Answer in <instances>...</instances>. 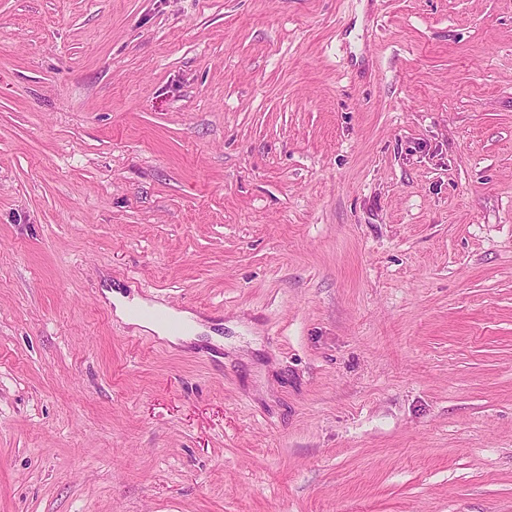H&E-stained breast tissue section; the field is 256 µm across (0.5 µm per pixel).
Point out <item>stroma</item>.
I'll use <instances>...</instances> for the list:
<instances>
[{"mask_svg":"<svg viewBox=\"0 0 512 512\" xmlns=\"http://www.w3.org/2000/svg\"><path fill=\"white\" fill-rule=\"evenodd\" d=\"M0 512H512V0H0ZM105 293L107 294V297L114 305V313L118 317H120L122 320L131 325L158 334V336H160L161 338L167 339L172 345H186L187 343H190L197 339V336H195L194 333H200L205 331L204 327L197 324V317L192 312L176 311L173 309L156 305L154 308L167 310L184 323L185 330L178 335H173L169 333L162 325L155 323L151 320L141 318L137 315L136 310L148 307V305L144 301L140 299L129 300L127 296H124L123 294L117 291H106Z\"/></svg>","mask_w":512,"mask_h":512,"instance_id":"35a3bbf8","label":"stroma"}]
</instances>
